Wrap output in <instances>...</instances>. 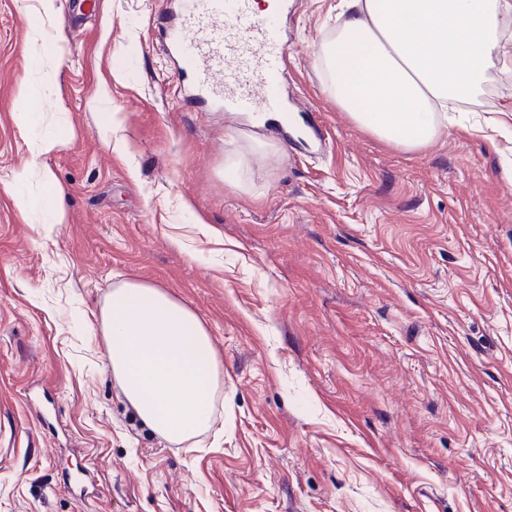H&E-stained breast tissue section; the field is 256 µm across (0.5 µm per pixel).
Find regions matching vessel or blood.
<instances>
[{"label":"vessel or blood","instance_id":"obj_1","mask_svg":"<svg viewBox=\"0 0 512 512\" xmlns=\"http://www.w3.org/2000/svg\"><path fill=\"white\" fill-rule=\"evenodd\" d=\"M261 13L253 0H178L166 40L189 76L187 92L228 112H282L276 93L286 56L278 18Z\"/></svg>","mask_w":512,"mask_h":512}]
</instances>
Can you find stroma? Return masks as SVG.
<instances>
[{
  "label": "stroma",
  "mask_w": 512,
  "mask_h": 512,
  "mask_svg": "<svg viewBox=\"0 0 512 512\" xmlns=\"http://www.w3.org/2000/svg\"><path fill=\"white\" fill-rule=\"evenodd\" d=\"M170 7L0 0V512H512V56L406 152L325 90L343 0H293L281 93L306 142L183 102ZM255 140L273 151L225 181ZM58 189L65 223L16 205ZM127 280L188 305L222 362L191 442L112 375L98 318Z\"/></svg>",
  "instance_id": "obj_1"
}]
</instances>
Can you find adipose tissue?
<instances>
[{"label": "adipose tissue", "mask_w": 512, "mask_h": 512, "mask_svg": "<svg viewBox=\"0 0 512 512\" xmlns=\"http://www.w3.org/2000/svg\"><path fill=\"white\" fill-rule=\"evenodd\" d=\"M348 9L319 46L325 85L353 123L406 151L434 142L448 102L478 92L493 58L512 52L499 36L512 0H349ZM100 326L141 421L173 444L211 429L221 363L192 310L126 281L102 306Z\"/></svg>", "instance_id": "1"}]
</instances>
